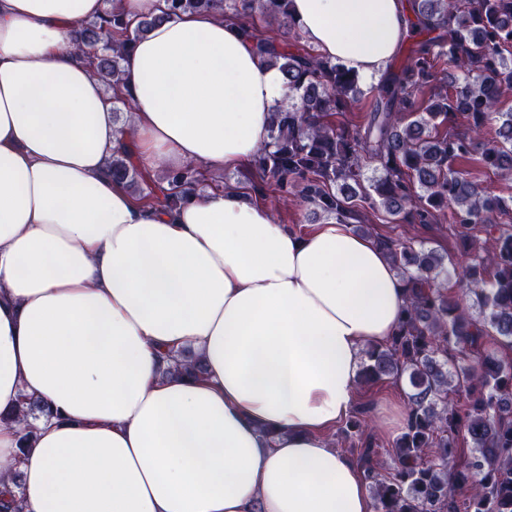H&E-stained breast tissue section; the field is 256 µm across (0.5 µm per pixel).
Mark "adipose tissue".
<instances>
[{"instance_id":"ef3b65f1","label":"adipose tissue","mask_w":512,"mask_h":512,"mask_svg":"<svg viewBox=\"0 0 512 512\" xmlns=\"http://www.w3.org/2000/svg\"><path fill=\"white\" fill-rule=\"evenodd\" d=\"M105 0H0V413L53 410L19 449L0 425V490L23 512H374L327 433L347 418L367 346L395 331L405 284L352 225L303 234L241 192L170 211L108 162L234 170L287 98L244 23L155 25L122 61L133 135L73 41ZM306 43L382 76L405 0H291ZM191 347L203 378L161 377Z\"/></svg>"}]
</instances>
